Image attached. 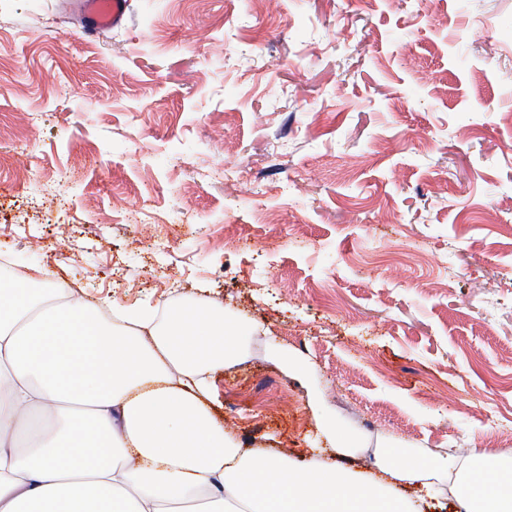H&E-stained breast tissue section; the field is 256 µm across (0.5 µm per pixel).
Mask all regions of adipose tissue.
Listing matches in <instances>:
<instances>
[{
	"label": "adipose tissue",
	"mask_w": 512,
	"mask_h": 512,
	"mask_svg": "<svg viewBox=\"0 0 512 512\" xmlns=\"http://www.w3.org/2000/svg\"><path fill=\"white\" fill-rule=\"evenodd\" d=\"M41 269L0 266V512H410L399 487L453 482L460 512H512V457L385 456L376 472L242 451L207 375L241 328L203 305L107 320Z\"/></svg>",
	"instance_id": "1"
}]
</instances>
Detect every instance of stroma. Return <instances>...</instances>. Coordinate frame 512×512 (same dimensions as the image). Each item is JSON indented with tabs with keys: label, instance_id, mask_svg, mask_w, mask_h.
<instances>
[{
	"label": "stroma",
	"instance_id": "35a3bbf8",
	"mask_svg": "<svg viewBox=\"0 0 512 512\" xmlns=\"http://www.w3.org/2000/svg\"><path fill=\"white\" fill-rule=\"evenodd\" d=\"M129 2L89 37L76 0H0L9 265L234 318L243 447L309 464L323 419L363 471L511 456L512 0Z\"/></svg>",
	"mask_w": 512,
	"mask_h": 512
}]
</instances>
